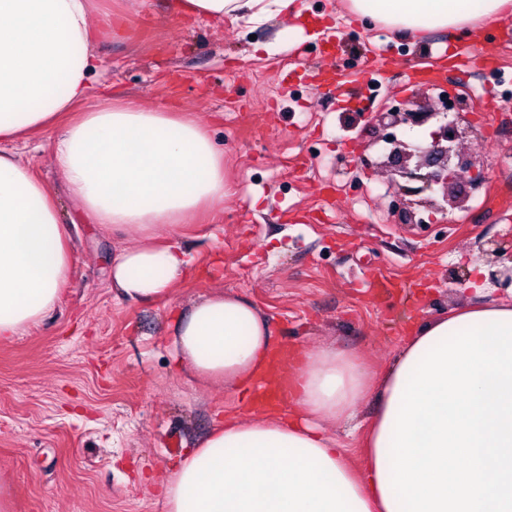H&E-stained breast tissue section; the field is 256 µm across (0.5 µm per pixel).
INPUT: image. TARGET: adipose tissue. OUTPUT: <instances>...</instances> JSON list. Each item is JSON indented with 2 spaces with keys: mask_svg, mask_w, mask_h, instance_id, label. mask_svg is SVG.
Wrapping results in <instances>:
<instances>
[{
  "mask_svg": "<svg viewBox=\"0 0 512 512\" xmlns=\"http://www.w3.org/2000/svg\"><path fill=\"white\" fill-rule=\"evenodd\" d=\"M398 33L420 36L512 17V0H350ZM194 17L252 23L295 0H179ZM94 0H0V140L57 133L54 163L70 196L113 234L120 297L151 301L186 280L193 257L172 237L223 205L224 156L190 113L105 100L91 80ZM75 254L58 202L30 167L0 151V340L59 303ZM173 361L250 400L271 343L248 298L213 293L172 323ZM378 410L358 470L327 437L370 396ZM281 417L219 423L181 458L167 512H512V300L467 305L420 324L383 379L333 345L305 355Z\"/></svg>",
  "mask_w": 512,
  "mask_h": 512,
  "instance_id": "adipose-tissue-1",
  "label": "adipose tissue"
}]
</instances>
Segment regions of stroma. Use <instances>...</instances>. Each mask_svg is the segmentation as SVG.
<instances>
[{"label":"stroma","instance_id":"35a3bbf8","mask_svg":"<svg viewBox=\"0 0 512 512\" xmlns=\"http://www.w3.org/2000/svg\"><path fill=\"white\" fill-rule=\"evenodd\" d=\"M173 4L104 0L93 14L96 27L118 26L94 46L97 92L193 113L224 154L228 195L177 232L194 271L168 297L117 296L112 258L140 239L113 237L67 194L55 130L0 142L55 195L76 256L56 308L0 341V487L12 512H164L173 465L240 409L223 385L173 368L174 311L236 293L265 316L283 351L333 344L379 375L409 327L475 302L458 278H487L490 241L512 242V211L494 200L498 186H512V110L488 113L467 136L484 180L454 223H396L386 172L363 164L385 153L362 134L365 112L407 97L414 69L434 55L447 67L444 86L463 90L467 105L489 91L512 101V45H497L494 28L483 33L502 66L491 84L454 67L459 32L398 36L352 14L347 0H296L291 15L260 23L195 18ZM323 27L342 39L336 55L318 38ZM381 48L395 63L379 71L372 59ZM378 276L407 288L372 287ZM375 409L368 399L348 424L326 427L354 467L365 464L358 442Z\"/></svg>","mask_w":512,"mask_h":512}]
</instances>
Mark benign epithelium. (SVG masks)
<instances>
[{"instance_id": "benign-epithelium-1", "label": "benign epithelium", "mask_w": 512, "mask_h": 512, "mask_svg": "<svg viewBox=\"0 0 512 512\" xmlns=\"http://www.w3.org/2000/svg\"><path fill=\"white\" fill-rule=\"evenodd\" d=\"M426 100V92L419 90L400 105L387 107L371 118L378 137L390 145L386 160L379 167L389 176V193L395 200L391 212L402 224L416 223L417 207H427L440 214L443 224L452 222L449 215L466 207L470 198L467 189L481 183L476 175L467 187L457 184L458 170L473 167L472 155L461 151L462 139L473 131L472 123L458 113L451 115L432 109ZM431 119L437 120L439 126L426 146L404 142L393 132L397 127L422 125ZM435 185L441 189V200L414 199ZM493 252L498 254L499 266L490 271V280L512 287V248L506 250L497 244Z\"/></svg>"}]
</instances>
